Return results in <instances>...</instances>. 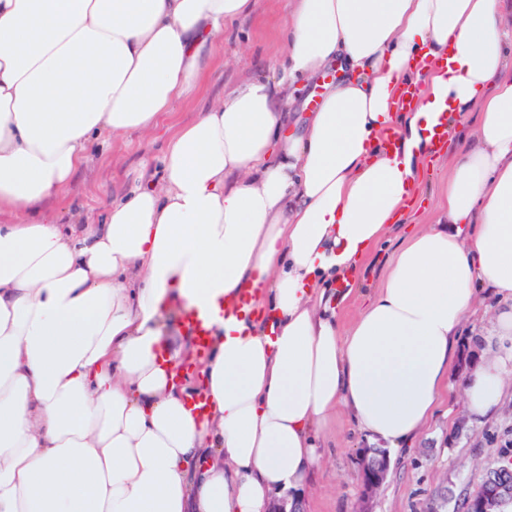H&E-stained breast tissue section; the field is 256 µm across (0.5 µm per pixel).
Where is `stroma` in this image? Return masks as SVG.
<instances>
[{"instance_id": "obj_1", "label": "stroma", "mask_w": 512, "mask_h": 512, "mask_svg": "<svg viewBox=\"0 0 512 512\" xmlns=\"http://www.w3.org/2000/svg\"><path fill=\"white\" fill-rule=\"evenodd\" d=\"M289 7L290 0H256L251 15L225 23L224 42L194 95L177 103L172 114L149 134H101L89 148L87 164L59 197L41 206V213L60 224H96L112 200L159 181L164 152L180 124L194 119L206 104L223 99L228 91L253 78L272 75L283 64ZM338 76V70L330 66L289 88V121L294 128L303 127L312 110L311 99L323 93L325 85L336 83ZM447 177V159L426 166L422 176L426 197L415 202L410 221L377 246L359 279L362 287H378L388 260L405 235L432 222L433 193ZM490 327L485 318L464 329L448 393L413 448L392 457V475L374 498L373 512H426L434 503L440 512H462L464 497L478 491L487 471L512 461V377L506 380L505 394L492 417L473 421L463 405L462 380L483 350L476 335ZM320 445L325 463L303 493L306 512H359L358 451L368 447V440L343 416Z\"/></svg>"}]
</instances>
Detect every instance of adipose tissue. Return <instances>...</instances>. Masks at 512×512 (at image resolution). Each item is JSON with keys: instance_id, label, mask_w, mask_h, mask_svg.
<instances>
[{"instance_id": "1", "label": "adipose tissue", "mask_w": 512, "mask_h": 512, "mask_svg": "<svg viewBox=\"0 0 512 512\" xmlns=\"http://www.w3.org/2000/svg\"><path fill=\"white\" fill-rule=\"evenodd\" d=\"M255 6L0 0V512H269L320 471L339 413L411 445L482 297L503 301L491 333L512 341L505 0H293L280 71L179 126L160 183L66 234L29 220L98 135L150 132L190 98L225 23ZM333 62L344 79L291 130L288 88ZM408 82L421 92L404 107ZM443 100L438 217L342 324L328 290L407 221ZM191 307L230 311L200 370L202 418L178 379L194 338L168 328ZM510 373L512 354L487 348L464 378L472 420ZM430 145L434 153H438L448 142V113L445 108L430 112Z\"/></svg>"}]
</instances>
